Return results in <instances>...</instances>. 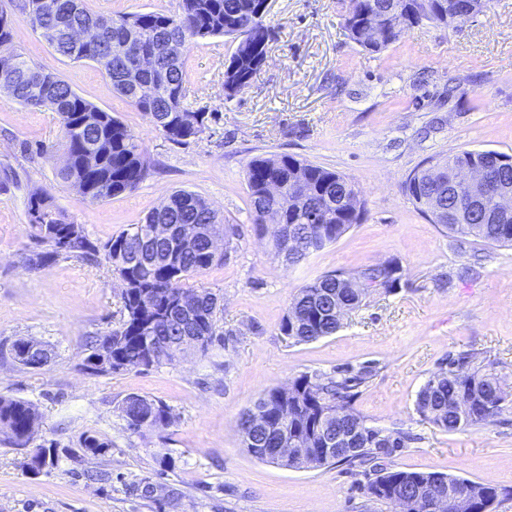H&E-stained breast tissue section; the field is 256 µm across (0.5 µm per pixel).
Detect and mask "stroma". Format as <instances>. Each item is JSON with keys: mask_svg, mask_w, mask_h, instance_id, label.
<instances>
[{"mask_svg": "<svg viewBox=\"0 0 512 512\" xmlns=\"http://www.w3.org/2000/svg\"><path fill=\"white\" fill-rule=\"evenodd\" d=\"M95 15L175 13L180 0H83ZM345 0H273L268 60L249 85L224 91L236 43L199 40L185 54L184 105L209 113L183 144L155 130L94 63L58 55L22 13L12 51L57 73L139 138L149 167L132 191L85 199L60 170L65 140L57 115L28 111L0 93V344L24 337L52 352L40 369L0 361V395L31 401L38 440L60 463L31 474L26 453L0 444V512H397L372 501L361 467L344 462L287 469L242 444L243 412L303 374L376 368L353 401L367 425L409 432L388 468L439 472L509 490L489 512H512V422L447 433L421 420L418 391L448 354L475 350L498 363L512 391V248L456 236L423 215L404 185L426 159L459 150L512 154V0L464 26L404 28L385 50L354 43ZM290 155L352 179L365 203L361 223L288 267L271 227L255 224L247 165ZM47 192L68 221L101 241L144 223L178 190L200 195L236 231L223 263L194 286L221 298L223 342L188 349L177 362L97 376L83 368L88 337L114 328L122 285L107 262L60 257L35 269L28 200ZM398 261L400 289L378 290L347 312L332 336L294 343L280 323L300 288L331 271L354 273ZM462 266L474 274H452ZM131 394L169 405L176 421L147 437L124 428ZM109 441L103 456L79 455L85 434ZM153 486L141 496V486Z\"/></svg>", "mask_w": 512, "mask_h": 512, "instance_id": "obj_1", "label": "stroma"}]
</instances>
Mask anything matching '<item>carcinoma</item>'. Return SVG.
<instances>
[{
	"label": "carcinoma",
	"mask_w": 512,
	"mask_h": 512,
	"mask_svg": "<svg viewBox=\"0 0 512 512\" xmlns=\"http://www.w3.org/2000/svg\"><path fill=\"white\" fill-rule=\"evenodd\" d=\"M259 0H182L181 11L175 14L146 12L109 16L111 26L105 28L95 42L76 46L66 33L98 17L85 6L75 9L70 0H25L22 12L35 30H55L57 39L49 45L61 56L74 62L99 63L107 56L112 67L106 76L114 90L142 112L150 124L169 140L179 142V132L197 136L203 132L205 113L192 112L184 107L186 89L183 79L184 54L198 40L210 36H230L237 41L230 58L236 73H224V91L231 95L247 86L260 70L258 57L263 45L252 49L243 46V35L257 24ZM491 0H349L344 18L350 38L369 52H380L398 40L401 29L391 25V15L403 17V23L414 26L432 21L448 26L456 25L455 16L463 13L478 15L488 9ZM374 15L382 19L378 37L366 41L358 24ZM141 38L152 49L156 71L164 75L165 83L157 87L156 96L144 100L137 95V86L149 80V72L133 75L126 69L128 42ZM20 54L0 52V84L12 86V100L27 109L49 108L57 113L60 128L70 153V164L61 170L64 180L81 182L83 196L90 201L110 199L135 189L147 176L148 166L143 158L138 137L120 120L75 92L71 85L57 74L40 67L19 66ZM93 149L95 163L86 161L87 149ZM477 157L486 168L489 179L506 178L512 181V172L504 171L512 156L496 151L464 150L449 155L442 168L449 172L463 158ZM428 169L411 174L406 190L419 210L429 213L427 201L430 189L426 182ZM272 180L286 184L288 193L271 198L267 185ZM347 177L326 168L305 163L292 156L272 155L258 157L248 164L247 185L254 223H267V213H280V223L297 226L296 237L304 259L313 252L336 242L353 225L360 223L363 205L358 193L350 192L349 200L336 206V186ZM466 190L454 191L437 199V204L451 210L466 208ZM37 205L42 223L30 224L39 250L27 258L33 268L44 267L65 255L89 264L106 261L113 274L125 284L121 288L122 319L112 331L95 337L85 368L94 375H109L122 370H147L177 360L185 348L176 343L183 336V321L178 311L168 310L166 303L176 294L196 298L197 314L193 322L196 335L202 337L199 348L222 340L216 333L219 297L206 288H195L190 279L224 261L226 254L210 248L207 231L220 224L224 239L232 240L234 227L224 224V218L201 196L179 190L172 193L165 206L152 211L143 224H135L104 242L92 241L82 227L68 222L51 204L44 192H34L28 205ZM313 221H306L307 217ZM186 224L199 230L196 244L173 258L152 259L145 263L129 264L131 256L144 248L142 232L147 224ZM448 232L459 236L464 244L472 237L487 245H512V217L503 222L481 224H446ZM400 266L393 269L367 265L353 274L370 283L377 282L388 292L400 284ZM346 299L348 309L358 307L363 297L341 287L336 272L326 273L307 284L294 296L288 310L297 314V324L289 326L283 317L280 331L295 343L315 341L331 336L341 327L336 312L326 304L336 302V296ZM25 341H13L0 347V358L27 368L35 362L27 355ZM112 349V363L99 361L101 352ZM450 373L431 376L416 398V412L420 417L448 433L496 421L512 412V392L500 385L495 363L479 359L475 352L460 351L446 358ZM375 375V367L363 366L358 371L349 368L336 370V375H301L288 386L264 393L246 414L259 413L266 424V432L276 437L317 436L302 453L288 458L290 468H315L330 463L346 462L370 464L391 455L405 446L410 435L402 431L384 434L369 426L352 407L355 390ZM125 428L143 435L163 431L175 422L173 409L161 402L132 394L120 407ZM40 425L36 406L27 400L0 396V434L11 445L27 448L35 440ZM338 426L354 434L353 450L343 456L327 458L318 448V439L325 427ZM247 451L255 456L257 450L273 447L270 439L258 434L242 435ZM47 457L28 459L27 467L38 473L45 466H56L59 456L55 444H41ZM86 456H101L110 444L95 435L87 434L81 441ZM372 478L366 487L370 498L383 503L397 504L398 497L408 489L430 482L431 473L393 470L380 464L373 467ZM448 489L461 491L475 499L472 507H490L499 496L508 492L470 480L445 476Z\"/></svg>",
	"instance_id": "cac0c4a2"
}]
</instances>
